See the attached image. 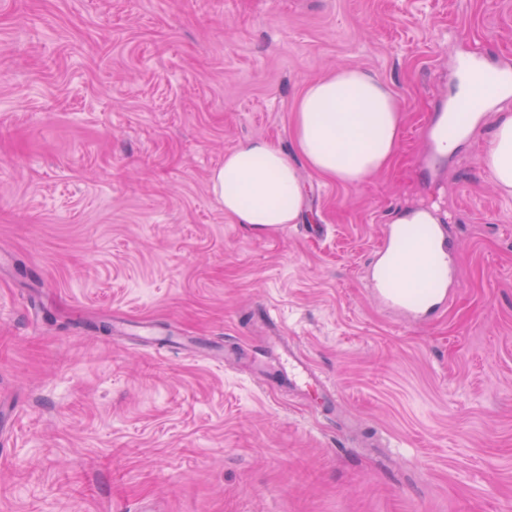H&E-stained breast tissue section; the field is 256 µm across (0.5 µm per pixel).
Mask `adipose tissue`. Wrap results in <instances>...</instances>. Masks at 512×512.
Returning a JSON list of instances; mask_svg holds the SVG:
<instances>
[{"label":"adipose tissue","mask_w":512,"mask_h":512,"mask_svg":"<svg viewBox=\"0 0 512 512\" xmlns=\"http://www.w3.org/2000/svg\"><path fill=\"white\" fill-rule=\"evenodd\" d=\"M512 75L484 67L463 79L457 102L471 113L504 97ZM402 109L385 82L357 68H339L306 85L295 105V141L312 169L344 184H358L397 157ZM482 164L495 187L512 195V114L489 132ZM226 216L265 230L295 224L303 193L296 168L280 150L253 141L224 157L211 177Z\"/></svg>","instance_id":"1"}]
</instances>
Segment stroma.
I'll return each mask as SVG.
<instances>
[{
	"instance_id": "stroma-1",
	"label": "stroma",
	"mask_w": 512,
	"mask_h": 512,
	"mask_svg": "<svg viewBox=\"0 0 512 512\" xmlns=\"http://www.w3.org/2000/svg\"><path fill=\"white\" fill-rule=\"evenodd\" d=\"M512 69V0H0V512H512V197L438 151L456 62ZM372 72L404 110L351 185L293 136L305 85ZM263 139L300 223L226 217L209 175ZM438 202L457 294L412 324L366 292L403 211ZM270 310L336 415L245 361ZM173 328L200 354L101 332ZM231 346L239 363L205 359Z\"/></svg>"
}]
</instances>
